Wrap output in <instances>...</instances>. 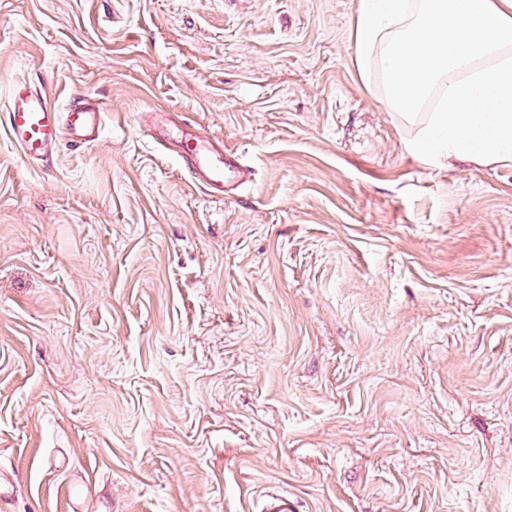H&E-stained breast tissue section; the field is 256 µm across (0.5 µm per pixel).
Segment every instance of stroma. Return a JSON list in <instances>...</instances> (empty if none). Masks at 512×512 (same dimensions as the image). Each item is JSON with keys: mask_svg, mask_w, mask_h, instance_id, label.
I'll use <instances>...</instances> for the list:
<instances>
[{"mask_svg": "<svg viewBox=\"0 0 512 512\" xmlns=\"http://www.w3.org/2000/svg\"><path fill=\"white\" fill-rule=\"evenodd\" d=\"M360 0H0L15 80L104 108L27 161L0 128L10 512H512V167L435 165L358 70ZM181 113L252 170L192 185ZM263 512H298L296 501L287 493L268 492L263 496Z\"/></svg>", "mask_w": 512, "mask_h": 512, "instance_id": "35a3bbf8", "label": "stroma"}]
</instances>
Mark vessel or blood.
<instances>
[{"instance_id": "vessel-or-blood-1", "label": "vessel or blood", "mask_w": 512, "mask_h": 512, "mask_svg": "<svg viewBox=\"0 0 512 512\" xmlns=\"http://www.w3.org/2000/svg\"><path fill=\"white\" fill-rule=\"evenodd\" d=\"M10 142L34 163L53 160L63 141L88 143L102 129L99 106L76 98L59 107L45 89L26 82L15 83L7 112L0 114ZM171 140L180 169L196 185L220 194L234 193L239 186L241 159L238 153L216 148L208 135L189 121L176 126Z\"/></svg>"}]
</instances>
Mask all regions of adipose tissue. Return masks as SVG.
<instances>
[{
	"instance_id": "ef3b65f1",
	"label": "adipose tissue",
	"mask_w": 512,
	"mask_h": 512,
	"mask_svg": "<svg viewBox=\"0 0 512 512\" xmlns=\"http://www.w3.org/2000/svg\"><path fill=\"white\" fill-rule=\"evenodd\" d=\"M354 54L378 61L403 119L441 88L417 154L512 166V0H360Z\"/></svg>"
}]
</instances>
